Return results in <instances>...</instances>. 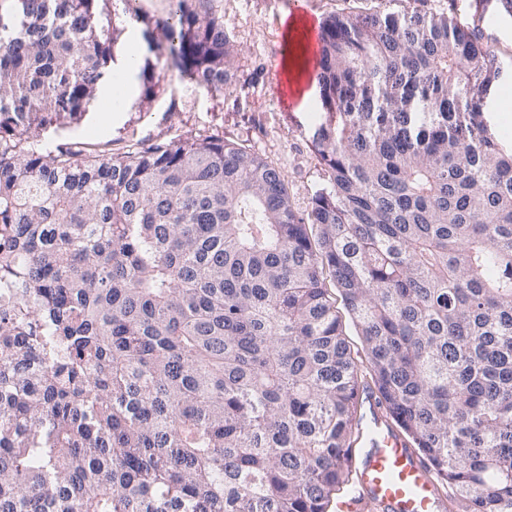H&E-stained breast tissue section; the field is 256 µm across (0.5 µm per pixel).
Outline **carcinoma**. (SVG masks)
Segmentation results:
<instances>
[{"label":"carcinoma","instance_id":"1","mask_svg":"<svg viewBox=\"0 0 512 512\" xmlns=\"http://www.w3.org/2000/svg\"><path fill=\"white\" fill-rule=\"evenodd\" d=\"M147 31L180 81L237 86L210 0ZM0 512H329L361 369L472 512H512V151L497 57L445 14L328 17L326 175L298 213L219 134L117 155L77 124L125 28L113 0H0ZM143 99L160 81L136 62ZM327 286L330 292L332 293L333 298L336 300V315L339 317V320L342 323L344 338L351 349L352 356L357 359H360V355H362V343L360 336L357 335L355 326L352 323V320L344 306V303L340 297L339 292L336 290V288H334L332 282H328V280Z\"/></svg>","mask_w":512,"mask_h":512}]
</instances>
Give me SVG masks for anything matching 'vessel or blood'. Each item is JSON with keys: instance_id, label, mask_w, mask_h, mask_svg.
<instances>
[{"instance_id": "vessel-or-blood-1", "label": "vessel or blood", "mask_w": 512, "mask_h": 512, "mask_svg": "<svg viewBox=\"0 0 512 512\" xmlns=\"http://www.w3.org/2000/svg\"><path fill=\"white\" fill-rule=\"evenodd\" d=\"M362 412L353 425L352 493L341 512H464L451 502L438 473L400 430L379 394L359 391Z\"/></svg>"}]
</instances>
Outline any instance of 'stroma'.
<instances>
[{
    "mask_svg": "<svg viewBox=\"0 0 512 512\" xmlns=\"http://www.w3.org/2000/svg\"><path fill=\"white\" fill-rule=\"evenodd\" d=\"M290 0H211L212 11L224 18L232 43L228 58L238 88L216 93L173 77L166 49H150L143 36L149 23L168 16V0H135L138 19L127 32L141 41L142 56L151 57L161 79L151 102H143L137 73H130L124 104L113 110L114 81L105 78L97 101L80 124L51 135L49 144L62 141L87 144L97 152L121 154L159 141L187 136L223 134L225 140L249 147L281 172L294 208L306 212L313 193L324 186L325 173L311 146L315 128L324 120L319 99L306 111H283L277 95L276 61L283 16ZM317 21L334 14L421 12L453 15L471 27L477 19L470 0H308ZM486 14L499 17V29L484 28L481 43L499 58L501 72L488 90L470 88L465 102L481 101L490 133L502 146L512 147V12L499 0H486Z\"/></svg>",
    "mask_w": 512,
    "mask_h": 512,
    "instance_id": "35a3bbf8",
    "label": "stroma"
}]
</instances>
